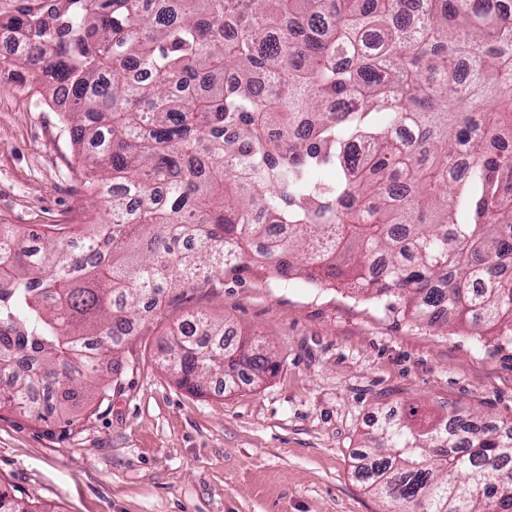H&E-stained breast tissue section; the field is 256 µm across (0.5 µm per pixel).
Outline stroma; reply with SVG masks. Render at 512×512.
<instances>
[{
  "label": "stroma",
  "instance_id": "1",
  "mask_svg": "<svg viewBox=\"0 0 512 512\" xmlns=\"http://www.w3.org/2000/svg\"><path fill=\"white\" fill-rule=\"evenodd\" d=\"M80 172L52 88L0 71V225L34 241L85 223ZM196 312L269 343L279 369L188 392L162 360ZM413 408L512 425V345L340 284L219 277L143 313L108 398L71 424L0 411V484L35 512H387L354 469L368 434Z\"/></svg>",
  "mask_w": 512,
  "mask_h": 512
}]
</instances>
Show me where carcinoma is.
<instances>
[{"mask_svg": "<svg viewBox=\"0 0 512 512\" xmlns=\"http://www.w3.org/2000/svg\"><path fill=\"white\" fill-rule=\"evenodd\" d=\"M1 27L68 97L96 217L0 228V409L71 424L140 307L220 275L339 281L512 344L506 0H0ZM226 332L191 316L164 368L195 395L277 369ZM462 422L385 423L356 477L393 512H512V426ZM0 512L31 510L0 485Z\"/></svg>", "mask_w": 512, "mask_h": 512, "instance_id": "1", "label": "carcinoma"}]
</instances>
